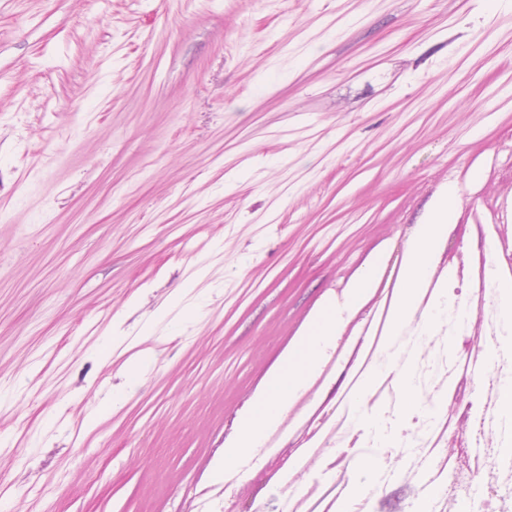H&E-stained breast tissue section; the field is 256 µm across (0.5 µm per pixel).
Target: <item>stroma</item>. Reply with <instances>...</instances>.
I'll return each instance as SVG.
<instances>
[{"mask_svg":"<svg viewBox=\"0 0 512 512\" xmlns=\"http://www.w3.org/2000/svg\"><path fill=\"white\" fill-rule=\"evenodd\" d=\"M450 195L451 265L512 225V0H0V507L281 512L225 449Z\"/></svg>","mask_w":512,"mask_h":512,"instance_id":"obj_1","label":"stroma"}]
</instances>
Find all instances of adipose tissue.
<instances>
[{"mask_svg":"<svg viewBox=\"0 0 512 512\" xmlns=\"http://www.w3.org/2000/svg\"><path fill=\"white\" fill-rule=\"evenodd\" d=\"M450 202H443L430 224L424 225L420 235L413 242V254L403 281L401 304L398 317L390 328V342L384 362L378 364L373 374L382 377L392 370H399L403 387L409 393L413 404H421L424 397L413 383L414 368L410 361L411 349L402 338L416 307V291L427 276L431 254L436 240L450 228ZM359 307L357 291L348 293L343 302L328 306L319 323L306 339L289 356L279 375L273 380L266 395L253 407L246 419L236 444L227 448L224 462L240 465L253 460L261 451L263 434L273 424L278 413L290 399L300 391L311 370L317 367L324 353L336 337V328L344 316L354 313ZM370 386H362L351 405V417L357 426L365 428L374 443L384 447L397 445L403 437L398 425L388 424L381 409H367L366 402Z\"/></svg>","mask_w":512,"mask_h":512,"instance_id":"obj_1","label":"adipose tissue"}]
</instances>
